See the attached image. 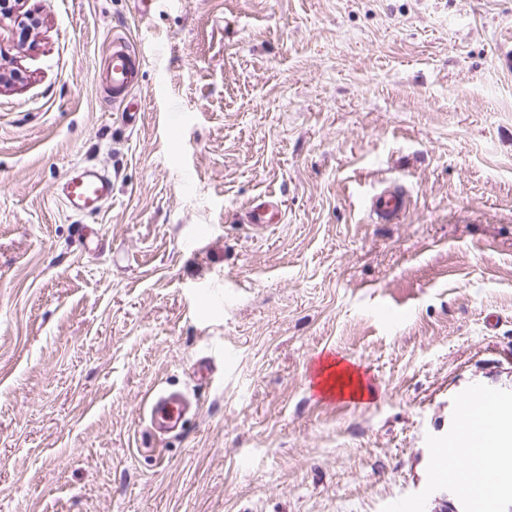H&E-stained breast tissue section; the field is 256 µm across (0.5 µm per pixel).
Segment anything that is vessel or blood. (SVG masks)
Wrapping results in <instances>:
<instances>
[{
  "mask_svg": "<svg viewBox=\"0 0 512 512\" xmlns=\"http://www.w3.org/2000/svg\"><path fill=\"white\" fill-rule=\"evenodd\" d=\"M135 77L134 55L123 46L113 47L104 76L112 89L113 99H125L134 86ZM57 194L71 211L96 215L112 199V176L98 166L87 165L63 181L58 187ZM407 207V196L397 190L378 193L369 200V210L380 223L398 221ZM279 211L280 202L271 195L249 209L247 220L253 228L262 229L275 220ZM149 413L154 426L171 429L181 420L183 406L177 398L160 393L151 398Z\"/></svg>",
  "mask_w": 512,
  "mask_h": 512,
  "instance_id": "obj_1",
  "label": "vessel or blood"
}]
</instances>
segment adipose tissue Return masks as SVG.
Wrapping results in <instances>:
<instances>
[{"label":"adipose tissue","instance_id":"ef3b65f1","mask_svg":"<svg viewBox=\"0 0 512 512\" xmlns=\"http://www.w3.org/2000/svg\"><path fill=\"white\" fill-rule=\"evenodd\" d=\"M318 386L322 393L364 397L368 389L358 370L331 361L321 365ZM512 434V418L496 415L493 428H484L481 422H473L458 438V445L449 449L437 462L438 468L459 471L463 486L478 500L483 508H490L494 493L484 489L482 476L485 467L498 459L507 447L508 435Z\"/></svg>","mask_w":512,"mask_h":512}]
</instances>
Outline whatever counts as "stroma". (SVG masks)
Listing matches in <instances>:
<instances>
[{
	"label": "stroma",
	"mask_w": 512,
	"mask_h": 512,
	"mask_svg": "<svg viewBox=\"0 0 512 512\" xmlns=\"http://www.w3.org/2000/svg\"><path fill=\"white\" fill-rule=\"evenodd\" d=\"M23 8L28 36L0 20L23 76L0 84V512H474L435 463L475 391L512 396V0ZM118 35L135 126L96 78ZM82 163L112 175L95 216L57 196ZM387 186L395 224L367 209ZM330 353L373 397L330 404ZM162 389L192 402L175 436L149 429ZM408 207L407 196L397 190L382 191L370 198L369 210L379 223H393L399 220ZM279 211V200L274 195H269L266 200L249 209L247 220L253 228L263 229L275 220Z\"/></svg>",
	"instance_id": "obj_1"
}]
</instances>
